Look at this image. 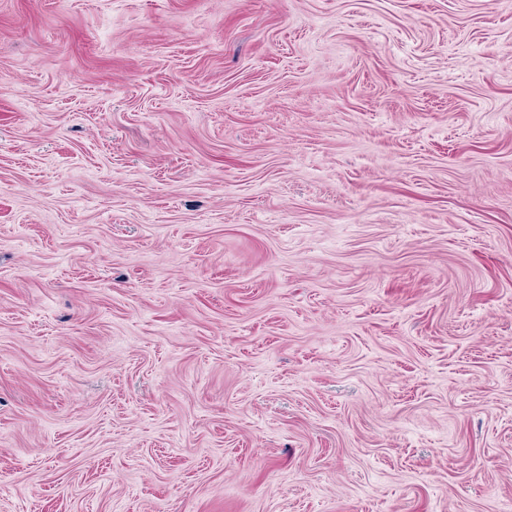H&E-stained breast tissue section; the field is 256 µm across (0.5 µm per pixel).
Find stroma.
<instances>
[{"instance_id":"1","label":"stroma","mask_w":512,"mask_h":512,"mask_svg":"<svg viewBox=\"0 0 512 512\" xmlns=\"http://www.w3.org/2000/svg\"><path fill=\"white\" fill-rule=\"evenodd\" d=\"M512 504V0H0V512Z\"/></svg>"}]
</instances>
